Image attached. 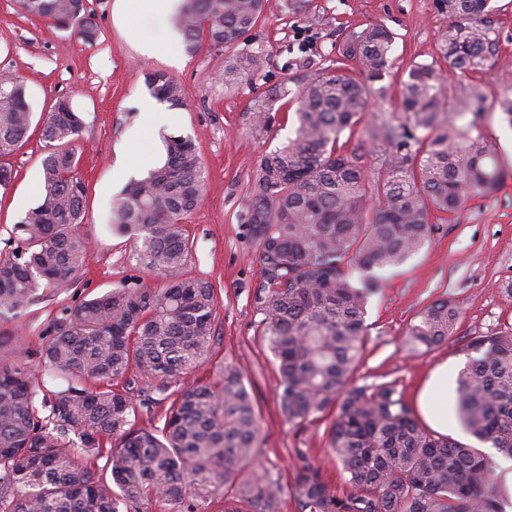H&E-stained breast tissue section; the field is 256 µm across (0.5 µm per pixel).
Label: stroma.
<instances>
[{"mask_svg": "<svg viewBox=\"0 0 512 512\" xmlns=\"http://www.w3.org/2000/svg\"><path fill=\"white\" fill-rule=\"evenodd\" d=\"M294 1L268 0L248 37L250 46L268 52V66L252 84L228 91L224 52L206 45L187 52L170 17L139 14L126 22L116 13V0H90L99 36L88 43L72 30L55 28L50 19L24 17L17 0H0V71L25 80L35 121L25 145L5 159L13 179L0 188V252L16 246V224L39 201L44 147L38 123L63 95L84 119L76 143L87 191V221L80 232L92 242L78 285L62 287L20 313L0 315V334L34 348L64 307L130 278L160 285V278L140 265L133 239L115 235L108 224L110 207L124 188L113 171L124 157L137 169L155 167L161 145L138 138L139 130L192 136L206 187L184 225L192 242L186 271L211 282L218 293L211 356L193 377L211 382L225 362L238 364L250 380L261 417L264 464L288 474L293 449L302 448L337 486L341 480L324 424L295 427L281 414L278 372L258 336L253 309L252 293L261 276L259 251L238 219L261 156L293 138L297 105L285 98L276 101L277 122L261 138L252 136L245 114L268 90L295 89L297 81L332 68L342 34L374 24L393 33L394 63L382 80L373 82L368 113L405 122L398 107L403 84L413 65L438 59L445 19L438 0H299L303 6L298 10ZM491 5L499 32L498 64L463 77L444 72L443 85L450 98L461 100L469 99L471 87L479 88L478 131L497 157L501 184L493 194L470 198L458 216L433 214L437 229L429 242L403 264L381 271L378 291L367 306L365 351L354 380L359 385L397 381L415 407L438 368L447 367L449 380H456L466 341L512 327V153L504 147L512 125L498 108L499 99L512 92V0H491ZM141 41L154 44L155 52L143 54L137 48ZM158 69L182 84L184 109L141 111L150 95L145 75ZM441 297L453 300L461 314L456 336L424 354L409 351L407 330L417 312Z\"/></svg>", "mask_w": 512, "mask_h": 512, "instance_id": "35a3bbf8", "label": "stroma"}]
</instances>
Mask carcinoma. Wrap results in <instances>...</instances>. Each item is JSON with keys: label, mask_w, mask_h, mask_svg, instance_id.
<instances>
[{"label": "carcinoma", "mask_w": 512, "mask_h": 512, "mask_svg": "<svg viewBox=\"0 0 512 512\" xmlns=\"http://www.w3.org/2000/svg\"><path fill=\"white\" fill-rule=\"evenodd\" d=\"M25 16L48 18L85 41L97 38L87 0H18ZM267 0H184L173 18L187 49L236 47L256 26ZM446 15L441 52L460 74L498 63L490 0H439ZM392 35L380 26L345 34L343 61L381 79ZM268 53L250 49L224 61V86L250 82ZM150 93L171 109L186 106L181 83L147 74ZM435 63H418L404 82L406 123L378 117L366 125L391 147L383 174L369 178L341 136L365 116L368 88L344 66L297 89L295 138L264 154L241 213L260 248L253 293L258 327L277 364L281 413L291 425L326 423L327 444L348 491L340 492L301 448L289 480L261 461L259 414L234 363L215 383L186 382L214 338L217 296L209 281L187 276L191 246L184 221L198 207L205 169L190 136H163L164 162L134 180L113 203L109 224L140 243L143 268L162 286L125 281L62 309L32 350L0 336V512H275L285 493L298 512H504L507 498L480 449L420 426L395 381L357 385L378 272L403 263L437 230L435 212L457 215L468 197L492 192L499 166L470 104L449 101ZM273 88L246 113L251 134L276 123ZM32 125L25 81L0 74V157L24 143ZM84 121L57 97L40 128L44 143L40 200L15 225L18 245L0 254V314L25 309L39 293L75 285L90 240L86 188L74 144ZM460 312L449 299L417 313L407 343L428 352L456 335ZM456 417L479 442L512 458V331L476 336L465 346ZM67 386L44 401L45 378ZM166 407L163 425L138 426L141 408ZM107 457L111 480L92 471Z\"/></svg>", "instance_id": "cac0c4a2"}]
</instances>
